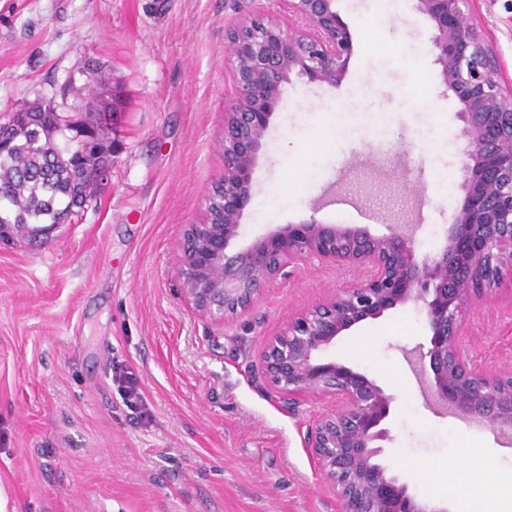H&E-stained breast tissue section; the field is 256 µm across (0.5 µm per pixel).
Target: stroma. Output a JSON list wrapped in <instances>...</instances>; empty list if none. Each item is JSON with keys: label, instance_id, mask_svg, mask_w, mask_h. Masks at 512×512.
Here are the masks:
<instances>
[{"label": "stroma", "instance_id": "stroma-1", "mask_svg": "<svg viewBox=\"0 0 512 512\" xmlns=\"http://www.w3.org/2000/svg\"><path fill=\"white\" fill-rule=\"evenodd\" d=\"M355 51L336 87L297 79L274 113L244 213V235L322 220L383 232L416 227L436 251L459 208L465 125L427 52L412 0H336ZM473 18L512 83V0H474ZM232 0H0V115L52 101L81 139L106 77L112 131L107 182L46 241L0 242V512H338L307 446L331 400H288L259 373L288 317L331 297L355 273L306 258L249 313L216 323L177 278L184 224L223 170L224 97L232 91L224 26ZM427 340L418 306L390 310L337 340L332 358L394 397L385 458L424 500L443 471L481 453L485 481L512 473L490 428L439 414L406 355ZM477 367H512V285L467 319ZM142 396L125 406L115 380Z\"/></svg>", "mask_w": 512, "mask_h": 512}]
</instances>
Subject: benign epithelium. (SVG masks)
<instances>
[{"instance_id":"7a95c632","label":"benign epithelium","mask_w":512,"mask_h":512,"mask_svg":"<svg viewBox=\"0 0 512 512\" xmlns=\"http://www.w3.org/2000/svg\"><path fill=\"white\" fill-rule=\"evenodd\" d=\"M234 3L224 29L232 93L224 99V171L201 217L183 225L177 274L184 298L223 322L248 313L263 287L288 263L315 258L358 277L329 299L288 318L266 346L260 369L288 400L302 393L334 399L336 408L308 435L339 512H449L419 499L383 458L394 397L375 379L328 356L356 325L398 306L421 307L428 330L431 386L457 414L512 431V369L480 370L462 344L472 307L512 278V87L502 85L493 45L473 22L472 0H413L431 30L429 52L466 126L464 196L434 253L419 252L401 224L373 234L330 224L318 209L298 223L274 224L242 243L253 173L272 117L293 79L334 87L353 55L350 30L335 0H279L263 12Z\"/></svg>"}]
</instances>
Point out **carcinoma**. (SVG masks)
I'll return each instance as SVG.
<instances>
[{
	"instance_id": "1",
	"label": "carcinoma",
	"mask_w": 512,
	"mask_h": 512,
	"mask_svg": "<svg viewBox=\"0 0 512 512\" xmlns=\"http://www.w3.org/2000/svg\"><path fill=\"white\" fill-rule=\"evenodd\" d=\"M109 104L98 105L87 118L101 138L111 131L102 114ZM61 131L52 102H38L6 127H0V226L61 224L83 209L91 197L96 171L108 160L99 146L82 153L74 147L58 148Z\"/></svg>"
}]
</instances>
